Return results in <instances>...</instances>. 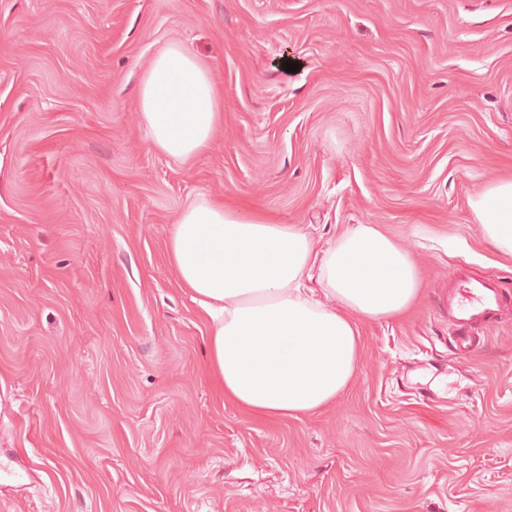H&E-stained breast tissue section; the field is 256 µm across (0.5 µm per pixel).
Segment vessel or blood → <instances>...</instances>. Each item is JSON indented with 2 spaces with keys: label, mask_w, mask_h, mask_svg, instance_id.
Listing matches in <instances>:
<instances>
[{
  "label": "vessel or blood",
  "mask_w": 512,
  "mask_h": 512,
  "mask_svg": "<svg viewBox=\"0 0 512 512\" xmlns=\"http://www.w3.org/2000/svg\"><path fill=\"white\" fill-rule=\"evenodd\" d=\"M456 286L448 294L451 345L458 356H469L478 338L476 332L505 308L502 288L494 282L456 273Z\"/></svg>",
  "instance_id": "1"
}]
</instances>
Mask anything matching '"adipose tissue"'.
<instances>
[{"label": "adipose tissue", "instance_id": "1", "mask_svg": "<svg viewBox=\"0 0 512 512\" xmlns=\"http://www.w3.org/2000/svg\"><path fill=\"white\" fill-rule=\"evenodd\" d=\"M139 107L152 149L188 160L208 149L224 114L208 64L181 45L144 72ZM470 208L485 240L512 257V178ZM169 260L209 326V368L225 399L255 416L296 419L334 404L360 370L359 322L393 320L421 296L411 254L373 224L326 248L297 224L217 200L189 204ZM317 279L319 289L309 288Z\"/></svg>", "mask_w": 512, "mask_h": 512}]
</instances>
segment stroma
I'll use <instances>...</instances> for the list:
<instances>
[{
	"label": "stroma",
	"mask_w": 512,
	"mask_h": 512,
	"mask_svg": "<svg viewBox=\"0 0 512 512\" xmlns=\"http://www.w3.org/2000/svg\"><path fill=\"white\" fill-rule=\"evenodd\" d=\"M172 43L224 91L187 161L139 108ZM508 177L512 0H0V467L31 472L0 512H512V303L467 358L447 311L460 270L512 299L469 205ZM201 198L414 258L421 298L361 323L330 409L217 389L168 259Z\"/></svg>",
	"instance_id": "35a3bbf8"
}]
</instances>
